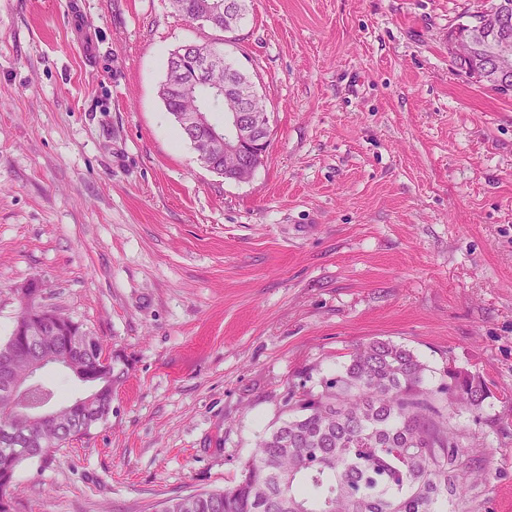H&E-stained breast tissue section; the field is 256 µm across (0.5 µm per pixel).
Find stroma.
Masks as SVG:
<instances>
[{
    "mask_svg": "<svg viewBox=\"0 0 512 512\" xmlns=\"http://www.w3.org/2000/svg\"><path fill=\"white\" fill-rule=\"evenodd\" d=\"M492 0H0V340L21 290L127 361L90 436L23 462L15 512H152L236 479L292 386L359 343L490 390L471 512H512V95L451 27ZM222 41L271 114L251 178L207 170L167 59ZM196 0H173L170 2L175 12L184 18L193 11V5ZM222 13L219 9L218 0H197L193 14L187 20L199 27L210 26L214 24L218 15Z\"/></svg>",
    "mask_w": 512,
    "mask_h": 512,
    "instance_id": "35a3bbf8",
    "label": "stroma"
}]
</instances>
